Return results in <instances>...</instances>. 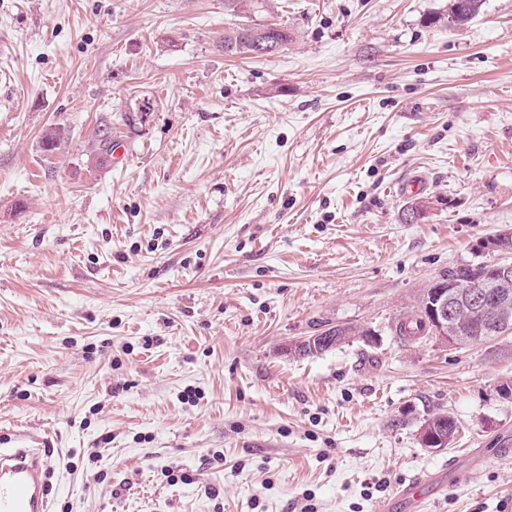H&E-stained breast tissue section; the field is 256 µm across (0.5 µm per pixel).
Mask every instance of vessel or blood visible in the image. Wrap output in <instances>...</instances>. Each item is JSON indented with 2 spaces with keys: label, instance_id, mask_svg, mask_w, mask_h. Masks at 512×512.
I'll return each instance as SVG.
<instances>
[{
  "label": "vessel or blood",
  "instance_id": "1",
  "mask_svg": "<svg viewBox=\"0 0 512 512\" xmlns=\"http://www.w3.org/2000/svg\"><path fill=\"white\" fill-rule=\"evenodd\" d=\"M47 462L38 448L0 449V512H48L45 494ZM448 486L443 474L402 484L387 512H422Z\"/></svg>",
  "mask_w": 512,
  "mask_h": 512
}]
</instances>
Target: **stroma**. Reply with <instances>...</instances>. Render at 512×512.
I'll list each match as a JSON object with an SVG mask.
<instances>
[{
  "label": "stroma",
  "instance_id": "obj_1",
  "mask_svg": "<svg viewBox=\"0 0 512 512\" xmlns=\"http://www.w3.org/2000/svg\"><path fill=\"white\" fill-rule=\"evenodd\" d=\"M447 13L269 0L295 39L252 58L224 0H0V448L51 512H383L441 469L426 512H512V334L395 332L512 229V0ZM337 325L372 337L289 353ZM482 0H450L448 18L455 27L467 25L479 13ZM455 434V431L451 433L448 438V422L445 421L440 423V428L433 429L425 422L421 425L418 438L423 448H429L431 450L440 451L448 448V443L451 441Z\"/></svg>",
  "mask_w": 512,
  "mask_h": 512
}]
</instances>
